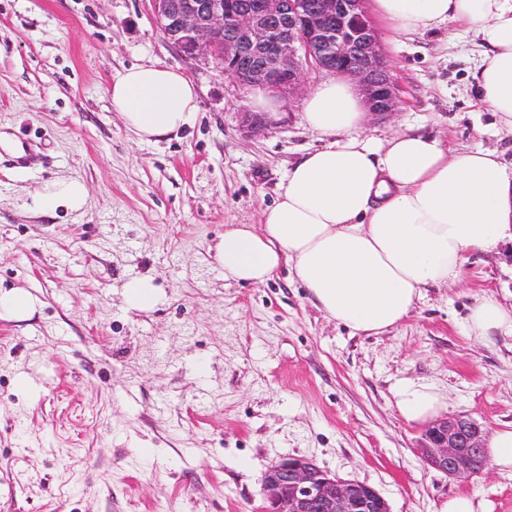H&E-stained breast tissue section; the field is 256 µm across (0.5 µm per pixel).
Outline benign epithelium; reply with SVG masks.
I'll return each instance as SVG.
<instances>
[{
  "label": "benign epithelium",
  "mask_w": 512,
  "mask_h": 512,
  "mask_svg": "<svg viewBox=\"0 0 512 512\" xmlns=\"http://www.w3.org/2000/svg\"><path fill=\"white\" fill-rule=\"evenodd\" d=\"M154 18L184 54L202 59L244 87L287 98L303 82V66L348 78L368 112L396 111L397 95L365 0H150ZM427 465L453 479L490 468L483 426L468 415L426 427ZM258 512H391L374 487L289 456L262 476Z\"/></svg>",
  "instance_id": "obj_1"
}]
</instances>
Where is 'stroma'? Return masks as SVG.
Here are the masks:
<instances>
[{
    "label": "stroma",
    "instance_id": "1",
    "mask_svg": "<svg viewBox=\"0 0 512 512\" xmlns=\"http://www.w3.org/2000/svg\"><path fill=\"white\" fill-rule=\"evenodd\" d=\"M378 34L398 107L366 115L361 137L413 130L512 165L472 78L473 34ZM148 62L199 95L194 121L156 143L109 99L118 72ZM327 78L307 70L252 136V90L185 57L149 0H0V287L37 300L0 319V512H255L265 468L288 456L373 486L392 512H439L457 493L512 512L511 470L449 479L395 404L401 381L425 383L445 415L512 424V337L465 325L482 297L512 304L511 238L378 334L324 317L287 267L239 284L216 259L225 225L261 224L288 168L322 146L303 104ZM63 179L85 184L84 207L39 212L37 191ZM145 276L162 298L130 309L122 285Z\"/></svg>",
    "mask_w": 512,
    "mask_h": 512
}]
</instances>
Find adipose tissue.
<instances>
[{"instance_id":"1","label":"adipose tissue","mask_w":512,"mask_h":512,"mask_svg":"<svg viewBox=\"0 0 512 512\" xmlns=\"http://www.w3.org/2000/svg\"><path fill=\"white\" fill-rule=\"evenodd\" d=\"M399 36L453 21L483 48L473 78L483 104L512 134V0H370ZM109 98L125 127L156 142L189 125L198 111L194 82L148 63L124 69ZM366 106L337 78L306 98L303 118L324 140L293 165L260 225L228 224L216 247L225 279L262 284L281 265L327 318L379 333L406 318L427 286L456 281L471 251L495 250L512 226V174L492 151L451 152L447 141L414 131L360 137ZM485 342L512 334V308L486 296L467 317ZM399 414L424 423L445 407L429 384L395 390Z\"/></svg>"}]
</instances>
